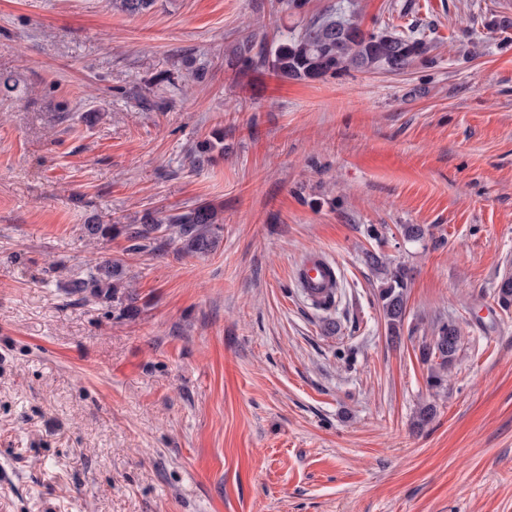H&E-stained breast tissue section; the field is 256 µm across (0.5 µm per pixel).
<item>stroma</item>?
Returning <instances> with one entry per match:
<instances>
[{
  "mask_svg": "<svg viewBox=\"0 0 512 512\" xmlns=\"http://www.w3.org/2000/svg\"><path fill=\"white\" fill-rule=\"evenodd\" d=\"M336 2L0 0V512H512V0H357L431 40L401 74L230 68ZM198 201L224 216L205 256L81 233ZM368 250L413 270L396 342ZM315 252L332 326L299 286ZM94 254L137 319L64 291ZM441 318L462 340L434 397ZM298 276L302 281L304 291L306 288H311L317 297H321L329 288L334 287L337 278L336 266L323 254H314L302 263L298 270ZM336 291L337 282L336 288L331 289L325 298L312 301V304L316 308L330 310L336 303ZM461 329L453 319L441 318L433 324L432 336L427 337L420 347V359L428 364L426 384L434 396L448 383V371L456 360L460 347Z\"/></svg>",
  "mask_w": 512,
  "mask_h": 512,
  "instance_id": "obj_1",
  "label": "stroma"
}]
</instances>
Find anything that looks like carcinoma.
Here are the masks:
<instances>
[{
  "label": "carcinoma",
  "instance_id": "carcinoma-1",
  "mask_svg": "<svg viewBox=\"0 0 512 512\" xmlns=\"http://www.w3.org/2000/svg\"><path fill=\"white\" fill-rule=\"evenodd\" d=\"M155 0H112L119 11L136 16L154 5ZM251 41L239 45L235 66L267 65L283 78L297 81H320L349 72L401 73L415 65L430 63L432 44L409 29L399 31L384 24L371 31L362 28L354 3L339 2L304 23L297 32L276 42L258 57L247 55ZM224 229V220L208 202L197 203L181 213L167 214L146 210L135 224L115 221L102 223L92 217L82 226L90 240L123 235L130 242L132 253L161 252L169 246L179 256H201L214 251ZM405 241H423L429 229L419 224H402ZM364 264L381 276L376 299L382 311L387 333L391 338L401 336L407 311L410 268L394 263L385 254L367 250ZM67 293L85 295L120 306V314L128 320L138 317L137 295L132 289L126 265L120 259L96 261L65 284ZM494 298L505 309L512 307V275H504L494 285ZM461 329L453 319L441 318L433 324L432 336L422 342L420 359L429 365L426 379L431 394L438 395L448 383V371L456 360L460 347ZM437 406L424 403L416 411L415 425L430 423Z\"/></svg>",
  "mask_w": 512,
  "mask_h": 512
}]
</instances>
